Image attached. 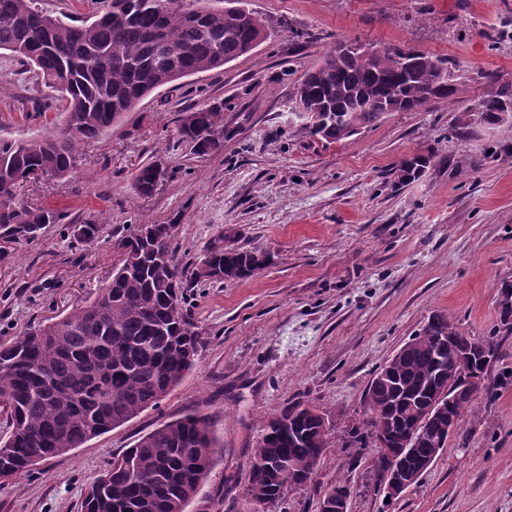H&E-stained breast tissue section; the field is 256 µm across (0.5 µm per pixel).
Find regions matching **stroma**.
I'll return each instance as SVG.
<instances>
[{"instance_id":"1","label":"stroma","mask_w":512,"mask_h":512,"mask_svg":"<svg viewBox=\"0 0 512 512\" xmlns=\"http://www.w3.org/2000/svg\"><path fill=\"white\" fill-rule=\"evenodd\" d=\"M279 27L253 53L180 80L87 146L72 177L28 183L29 202L60 223L0 254V342L61 317L97 294L130 225H177L196 364L160 402L82 447L0 479V512H81L113 456L188 413L221 445L187 512H256L245 475L267 421L314 405L333 448L310 485L286 491L282 512H317L337 482L349 512H512V386L479 401L404 497L382 502L373 445L344 447L346 423L368 417L366 393L385 362L444 311L476 339L499 334L498 294L512 282V122L485 124L483 99L512 84V0H244ZM398 46L448 60L454 100L393 112L325 144L290 123L296 84L336 42ZM66 102L9 52L0 53V137L52 134ZM224 108V148L200 157L179 141L189 109ZM432 158L400 184L394 168ZM168 178L133 188L143 165ZM100 231L77 242L69 228ZM268 257L254 276L209 284L195 272L214 244ZM167 172L159 165L149 163L142 166L133 178V187L141 195H152L166 181Z\"/></svg>"}]
</instances>
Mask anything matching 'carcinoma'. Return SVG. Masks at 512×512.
<instances>
[{
    "label": "carcinoma",
    "instance_id": "1",
    "mask_svg": "<svg viewBox=\"0 0 512 512\" xmlns=\"http://www.w3.org/2000/svg\"><path fill=\"white\" fill-rule=\"evenodd\" d=\"M272 31L271 22L252 10L241 17L234 0H105L104 10L80 25L43 12L39 0H0V50L33 67L67 102L54 134L0 139V241L34 240L47 225L59 223L55 212L21 196L30 174L70 177L81 146L152 92L250 54L255 40ZM385 51L374 58L339 43L302 76L294 96L304 105L301 127L310 137L334 143L390 112L419 111L456 95L447 61L411 49ZM393 53L417 66L398 68ZM507 107L512 109L509 84L483 100L481 117L500 124ZM179 134L199 156L221 151L223 107L186 113ZM431 161L430 155H417L400 162L398 183L422 175ZM166 178L165 169L149 163L137 171L133 187L149 196ZM176 231L175 224L134 225L121 243L118 267L91 302L0 345V414L8 428L0 441V474L26 472L31 455H60L126 424L157 406L192 369L199 333L186 309L184 273L172 248ZM267 261L263 253L216 244L201 261L212 273L197 272L195 279L235 281ZM500 294L499 328L512 333V284L503 283ZM415 338L395 379L369 386V408L393 406L398 417L408 418L417 399L427 396L440 375L457 371L476 342L487 352L473 357L469 370L486 380L484 394L491 399L512 385V367L501 361L499 343L467 335L446 313H433ZM474 401H454L456 424L474 413ZM345 432L350 443L364 445L378 428L366 420ZM331 445V430L300 404L268 422L252 453L268 465L255 477L269 498L267 512L283 500L275 475L279 465H292L301 477L316 468L315 449ZM217 454L206 418L187 414L166 422L112 459L87 491L82 512H186Z\"/></svg>",
    "mask_w": 512,
    "mask_h": 512
}]
</instances>
